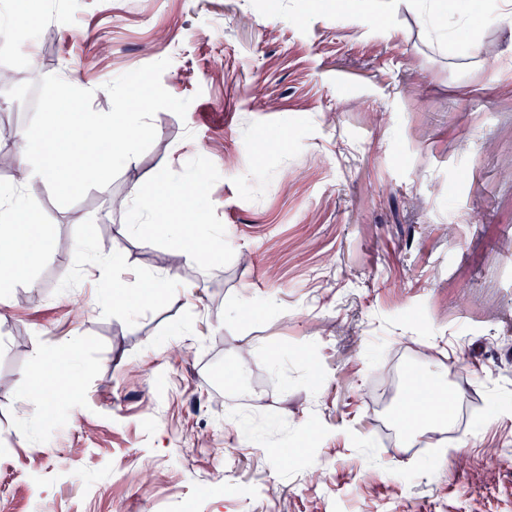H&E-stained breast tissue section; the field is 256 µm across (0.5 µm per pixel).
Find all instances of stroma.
<instances>
[{
    "instance_id": "35a3bbf8",
    "label": "stroma",
    "mask_w": 512,
    "mask_h": 512,
    "mask_svg": "<svg viewBox=\"0 0 512 512\" xmlns=\"http://www.w3.org/2000/svg\"><path fill=\"white\" fill-rule=\"evenodd\" d=\"M336 0H28L0 71L84 87L170 59L150 148L61 206L30 285L0 300V512H512L511 32ZM33 102L0 101L20 157ZM201 180L208 261L172 267L132 183ZM148 305L106 304L85 235ZM70 358L26 393L34 364ZM437 372L467 420L403 429L394 384Z\"/></svg>"
}]
</instances>
